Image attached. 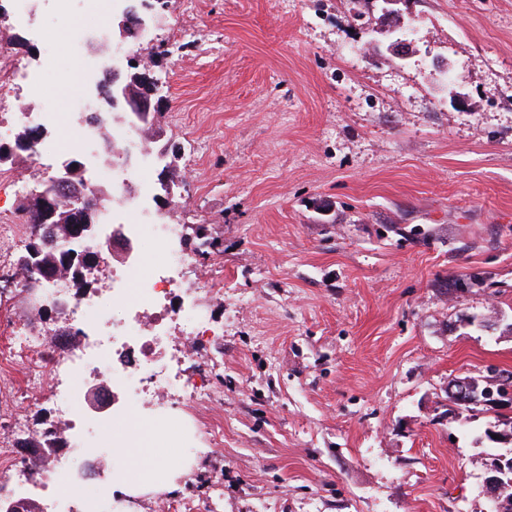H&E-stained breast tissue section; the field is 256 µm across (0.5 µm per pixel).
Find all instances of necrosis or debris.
Here are the masks:
<instances>
[{
    "instance_id": "1",
    "label": "necrosis or debris",
    "mask_w": 512,
    "mask_h": 512,
    "mask_svg": "<svg viewBox=\"0 0 512 512\" xmlns=\"http://www.w3.org/2000/svg\"><path fill=\"white\" fill-rule=\"evenodd\" d=\"M96 68L85 61L83 72L74 80L71 107L75 118H58L53 112H14L9 90L0 91V140L10 134L8 114L35 121L54 130H69L70 140L56 139L55 159L71 156L72 143L90 148L94 131L79 115L91 108L85 93L86 76ZM124 202L127 223L114 221V201ZM141 202L126 195L123 170L112 174L110 198L99 201V226L110 232L113 242L150 243L156 260L144 265L141 255L128 258L123 267L113 270L107 287L97 291L69 290L65 313L77 333L59 336L45 346L39 329L15 331L13 356L19 360L16 376L25 385H34L27 360L41 350L51 355L47 390L55 399L59 414L69 426L57 436L56 454L61 463L54 476L41 475L37 466L18 471L10 452L0 453V490L14 489L27 496L61 499L78 512H100L92 496L76 474L89 448H143L146 445L171 452L183 451L191 431L188 422L155 407L156 398L181 402L193 407L217 401L211 379L201 373H187L186 364L195 348L217 331L206 316L180 296V271L193 263L191 254L173 248L178 228L159 221L146 222L140 215ZM120 302L124 316L110 317L108 301ZM178 326L185 348L174 360L165 351V333ZM93 382L110 389L112 403L107 412H83V388Z\"/></svg>"
}]
</instances>
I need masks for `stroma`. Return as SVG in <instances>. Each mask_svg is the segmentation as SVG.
Masks as SVG:
<instances>
[{"mask_svg":"<svg viewBox=\"0 0 512 512\" xmlns=\"http://www.w3.org/2000/svg\"><path fill=\"white\" fill-rule=\"evenodd\" d=\"M128 54L151 56L161 134L130 166L145 217L200 227L214 246L182 285L222 336L195 349L218 401L173 406L197 423L198 512H491L482 491L488 407H449L450 380L512 370V0H403L414 29L393 54L378 0H165ZM65 112L84 59H113L109 29L40 0L22 26L0 0V42ZM181 146L175 203L155 162ZM12 278L29 228L10 194L0 225ZM209 279L223 301L198 290ZM30 311L0 290V355ZM13 415L62 426L47 391L5 392ZM224 425L223 437L207 425Z\"/></svg>","mask_w":512,"mask_h":512,"instance_id":"obj_1","label":"stroma"}]
</instances>
